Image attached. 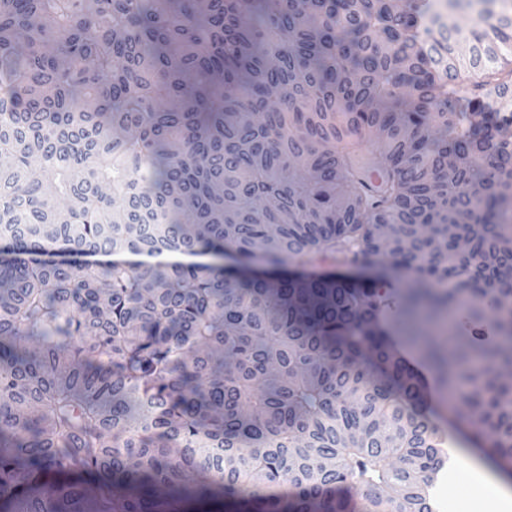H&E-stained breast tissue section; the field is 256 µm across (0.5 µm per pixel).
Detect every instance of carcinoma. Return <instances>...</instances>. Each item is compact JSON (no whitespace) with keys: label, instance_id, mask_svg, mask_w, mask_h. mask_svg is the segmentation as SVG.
I'll return each mask as SVG.
<instances>
[{"label":"carcinoma","instance_id":"1","mask_svg":"<svg viewBox=\"0 0 512 512\" xmlns=\"http://www.w3.org/2000/svg\"><path fill=\"white\" fill-rule=\"evenodd\" d=\"M427 14L0 0V512H431L377 286L290 269L338 255L412 268L403 324L494 313L423 351L512 476V15ZM365 152L359 148L352 152L351 163L355 173L363 181L366 191L373 197H378L384 187L383 177L372 170L366 163Z\"/></svg>","mask_w":512,"mask_h":512}]
</instances>
